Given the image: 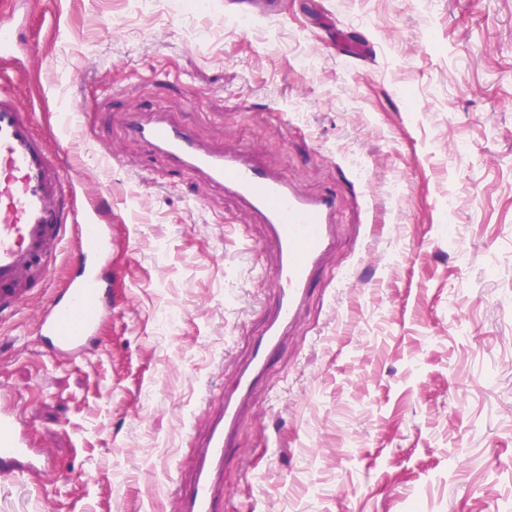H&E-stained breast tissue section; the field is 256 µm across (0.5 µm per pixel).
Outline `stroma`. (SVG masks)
<instances>
[{
	"label": "stroma",
	"mask_w": 512,
	"mask_h": 512,
	"mask_svg": "<svg viewBox=\"0 0 512 512\" xmlns=\"http://www.w3.org/2000/svg\"><path fill=\"white\" fill-rule=\"evenodd\" d=\"M274 2L243 23L226 0H31L12 84L97 199L119 276L80 362L33 338L77 244L0 324V406L52 460L0 476V512H178L199 413L276 304L261 225L130 137L133 106L336 197V247L224 466L232 512H512V0Z\"/></svg>",
	"instance_id": "obj_1"
}]
</instances>
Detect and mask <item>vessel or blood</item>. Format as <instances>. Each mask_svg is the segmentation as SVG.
<instances>
[{"label": "vessel or blood", "instance_id": "1", "mask_svg": "<svg viewBox=\"0 0 512 512\" xmlns=\"http://www.w3.org/2000/svg\"><path fill=\"white\" fill-rule=\"evenodd\" d=\"M29 19L26 0H15L0 22V61L17 64L19 33ZM123 120L128 133L177 169L197 176L203 189L235 197L276 248L277 261L263 278L277 290L273 314L255 337L223 408L209 418V432L194 456L189 485L176 486L180 512H226L224 459L244 425L243 406L266 377L274 356L309 297V281L335 245L333 195L309 196L287 178L253 162L248 153L204 148L185 127L164 113L132 109ZM60 148L35 128L33 113L8 87H0V322L10 320L35 295L38 279L64 244L79 248L62 288L39 308L36 334L57 355L80 358L102 322L111 318L108 274L114 244L94 199L80 180L64 178ZM46 457L32 445L26 423L0 408V473L17 481L44 468Z\"/></svg>", "mask_w": 512, "mask_h": 512}]
</instances>
